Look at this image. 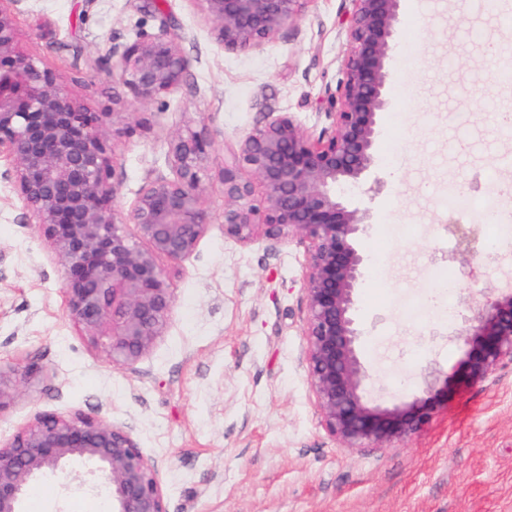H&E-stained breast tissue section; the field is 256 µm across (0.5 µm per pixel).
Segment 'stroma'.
<instances>
[{"label": "stroma", "mask_w": 512, "mask_h": 512, "mask_svg": "<svg viewBox=\"0 0 512 512\" xmlns=\"http://www.w3.org/2000/svg\"><path fill=\"white\" fill-rule=\"evenodd\" d=\"M403 0L390 62V105L377 142L380 191L362 195L371 224L359 293L361 351L387 402H408L427 367L454 384L429 425L392 448H347L321 421L302 363L306 245L226 237L224 157L270 114L311 133L331 128L324 99L346 53L349 0H308L300 19L249 51L224 49L201 0H13L24 54L56 71L91 112L113 122L115 207L128 213L151 178L170 175L169 143L208 130L205 177L213 225L174 269L164 336L118 367L81 336L66 307L61 267L26 222L13 168L0 161V381L12 394L0 437L35 413L80 410L127 423L160 466L167 512H512V363L457 385L474 326L473 300L512 276V243L462 265L444 221L451 184L478 176L480 198L512 203V132L494 109L512 101L497 80L512 54V0ZM177 38L184 85L143 105L105 64L137 33ZM495 40L500 54L484 51ZM456 286L446 311L421 309L438 273ZM82 465L33 483L31 512H95Z\"/></svg>", "instance_id": "1"}]
</instances>
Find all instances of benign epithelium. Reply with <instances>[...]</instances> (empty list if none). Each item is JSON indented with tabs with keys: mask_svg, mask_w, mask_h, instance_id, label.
<instances>
[{
	"mask_svg": "<svg viewBox=\"0 0 512 512\" xmlns=\"http://www.w3.org/2000/svg\"><path fill=\"white\" fill-rule=\"evenodd\" d=\"M11 2L0 0V157L13 161L27 222L40 227L62 267L75 325L112 361L134 363L164 335L174 303L156 258L183 265L210 229L203 175L213 139L204 130L172 137L173 175L147 181L121 218L112 206L118 187L111 181L110 113L84 111L52 70L18 51ZM201 2L224 48L246 51L294 23L308 0ZM350 2L342 77L324 91L333 128L315 137L290 113L273 114L240 139L221 174L225 235L241 243L260 236L307 243L304 363L315 403L335 438L367 448L421 433L442 391L430 369L421 396L409 403L388 406L367 395L372 375L360 349L357 303L370 213L338 187L360 185L367 193L368 182L380 184L375 144L401 0ZM111 68L138 101L151 103L184 84L188 62L176 38L142 33L112 53ZM126 224L146 247L125 233ZM448 232L461 255H482L475 225L451 215ZM461 338L468 383L512 361V289L478 303L477 326ZM79 462L91 490L108 489L112 512H166L159 465L142 454L130 428L79 410L38 413L0 442V512H22L30 482Z\"/></svg>",
	"mask_w": 512,
	"mask_h": 512,
	"instance_id": "obj_1",
	"label": "benign epithelium"
}]
</instances>
